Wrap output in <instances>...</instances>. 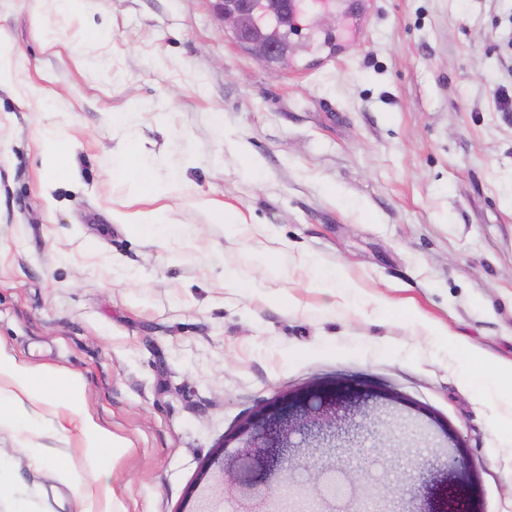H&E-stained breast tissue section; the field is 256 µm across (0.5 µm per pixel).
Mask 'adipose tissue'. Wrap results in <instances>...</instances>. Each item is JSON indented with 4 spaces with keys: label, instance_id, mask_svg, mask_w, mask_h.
<instances>
[{
    "label": "adipose tissue",
    "instance_id": "1",
    "mask_svg": "<svg viewBox=\"0 0 512 512\" xmlns=\"http://www.w3.org/2000/svg\"><path fill=\"white\" fill-rule=\"evenodd\" d=\"M112 167L122 178L136 185L142 198L157 201L165 196L164 189L150 174L145 159L133 140H126L112 158ZM84 388L80 374H60L17 359L0 345V422L18 421L26 414L29 404L42 403L61 408L52 428L56 433L78 432L86 449L88 472L97 479L98 490H85L70 468L59 465L54 473L58 480L72 484L80 512H127L112 486L103 481L104 472L114 458L124 454L129 444L102 425L91 415L75 411V398Z\"/></svg>",
    "mask_w": 512,
    "mask_h": 512
}]
</instances>
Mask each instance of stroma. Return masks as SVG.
I'll return each instance as SVG.
<instances>
[{
	"label": "stroma",
	"mask_w": 512,
	"mask_h": 512,
	"mask_svg": "<svg viewBox=\"0 0 512 512\" xmlns=\"http://www.w3.org/2000/svg\"><path fill=\"white\" fill-rule=\"evenodd\" d=\"M355 6L301 16L287 59L260 63L213 0H0L18 61L0 88V343L84 377L79 408L131 443L111 473L128 512H245L247 427L315 397L355 399L359 430L293 432L295 468L261 487L280 507L320 512L324 465L352 512H399L405 484L427 489L413 512H512L511 410L471 380L475 358L512 361V115L491 93L512 82V0ZM51 124L72 167L45 188ZM126 138L184 234L120 223L142 207L112 171ZM213 201L245 224L213 223ZM309 254L363 302L310 288ZM53 418L0 423V512H78L52 466L85 476V450ZM38 444L50 461L24 454Z\"/></svg>",
	"instance_id": "stroma-1"
}]
</instances>
